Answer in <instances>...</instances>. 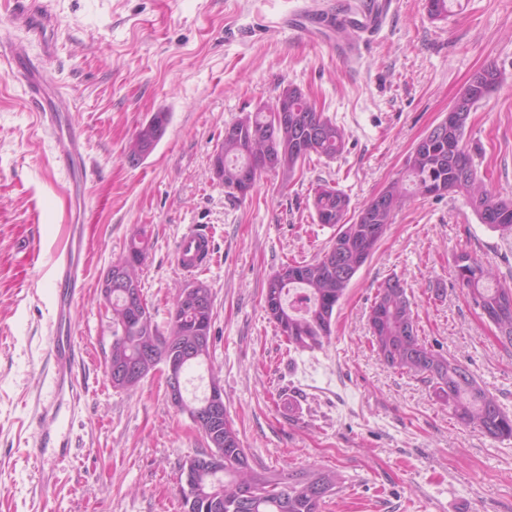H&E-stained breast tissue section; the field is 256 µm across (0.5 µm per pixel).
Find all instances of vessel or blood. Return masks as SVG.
I'll return each instance as SVG.
<instances>
[{
	"label": "vessel or blood",
	"instance_id": "b4317fda",
	"mask_svg": "<svg viewBox=\"0 0 512 512\" xmlns=\"http://www.w3.org/2000/svg\"><path fill=\"white\" fill-rule=\"evenodd\" d=\"M13 16L24 31L41 45H48L49 34L55 28L52 14L42 0H14ZM387 19L384 0H366L358 28L365 33L379 31ZM0 60L7 63L11 73L20 78L28 88L29 99L39 103L42 86L46 78L42 72L31 67L21 51L0 41ZM85 249L82 225H72L66 243L59 253L55 272L57 283L62 286L56 298V318L51 328L53 345L54 394L43 404L37 416L36 448L56 449L57 463H64L70 457L72 444L68 438L58 436L56 424L63 414L74 413L79 402L78 387L73 373L78 356L74 331L69 317V306L75 288L84 276L83 253ZM214 249L208 232L191 228L184 232L175 248L178 267L193 276L205 270L212 261Z\"/></svg>",
	"mask_w": 512,
	"mask_h": 512
}]
</instances>
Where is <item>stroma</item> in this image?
Listing matches in <instances>:
<instances>
[{
    "label": "stroma",
    "instance_id": "obj_1",
    "mask_svg": "<svg viewBox=\"0 0 512 512\" xmlns=\"http://www.w3.org/2000/svg\"><path fill=\"white\" fill-rule=\"evenodd\" d=\"M303 3L51 0L48 54L0 4V39L46 72L43 102L80 131L88 167L86 183H73L64 139L0 69V512H181V468L207 441L171 404L163 371L112 388L111 310L98 282L144 232L141 286L169 333L187 283L174 246L193 224L214 244L198 275L213 300L209 365L252 467L336 471L328 512H512V439L458 423L425 379L385 365L368 324L379 286L401 278L420 338L512 414V346L470 304L454 264L469 251L512 286V234L481 224L461 197L417 192L352 279L322 348L289 350L263 300L271 275L334 235L314 214L316 185L343 190L354 209L371 200L487 65L504 80L471 112L466 141L486 187L512 196V0H460L435 21L425 0H392L384 27L364 39L333 24L311 38L295 31ZM290 84L343 130L342 155L312 158L289 182L264 172L246 198L229 196L212 170L225 125ZM157 112L170 115L162 139L131 161L128 141ZM71 224L86 227L70 311L84 395L63 425L73 448L59 469L37 456L34 433L53 395V258Z\"/></svg>",
    "mask_w": 512,
    "mask_h": 512
}]
</instances>
